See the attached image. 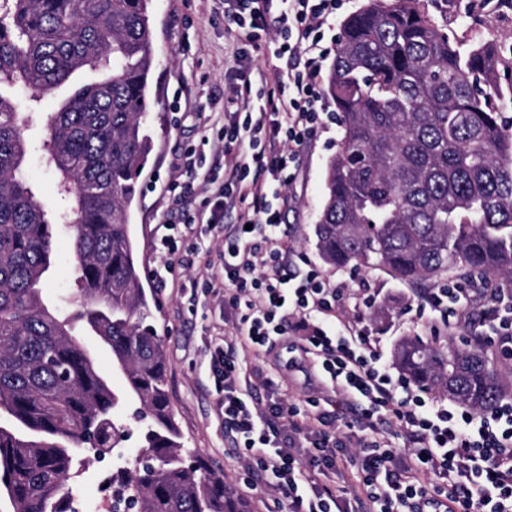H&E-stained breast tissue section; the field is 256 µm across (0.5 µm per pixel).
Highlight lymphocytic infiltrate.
Here are the masks:
<instances>
[{"label": "lymphocytic infiltrate", "mask_w": 512, "mask_h": 512, "mask_svg": "<svg viewBox=\"0 0 512 512\" xmlns=\"http://www.w3.org/2000/svg\"><path fill=\"white\" fill-rule=\"evenodd\" d=\"M341 0H224V18L240 40L257 44L271 24L283 41L285 67L275 76L234 58L229 73L235 111L224 114L223 182L208 181L207 197L187 208L193 185L171 180L169 193L184 207L178 220L162 217L153 241V276L166 282L175 268L212 269L205 238L223 237L220 254L224 332L209 345V370L220 393L224 426L254 478L270 480L276 512H420L448 500L456 512H512V395L478 412L448 404L383 360V342L365 318L377 293L330 281L317 269L291 272L284 202L303 145L321 117L319 76L332 52L324 28ZM275 82L279 97L252 107L253 87ZM237 212L236 223L224 216ZM481 302L470 343L512 353V288H480L461 280L429 289L415 310L421 332L455 330L460 306ZM298 351L299 368L314 388L303 405L287 401L262 364L246 353L275 359L282 343ZM404 440L405 454L391 446ZM356 468L353 486L327 482L337 462Z\"/></svg>", "instance_id": "obj_1"}]
</instances>
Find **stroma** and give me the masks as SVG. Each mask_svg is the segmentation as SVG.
Returning a JSON list of instances; mask_svg holds the SVG:
<instances>
[{"label":"stroma","mask_w":512,"mask_h":512,"mask_svg":"<svg viewBox=\"0 0 512 512\" xmlns=\"http://www.w3.org/2000/svg\"><path fill=\"white\" fill-rule=\"evenodd\" d=\"M430 16L445 25L462 47L493 44L502 76L512 78V7L471 11L468 0H430ZM156 65L151 76L149 126L153 151L139 183L141 197L131 222L135 228L145 291L156 305L153 323L164 343L168 363L167 385L175 420L191 460H200L223 472L224 479L249 512H265L275 492L267 483L249 490L240 459L224 434V418L217 408L218 394L209 375L207 345L224 330L221 297L205 293V275L199 270H176L166 284L150 275V242L157 212L180 210L165 192L173 177L193 184L196 198H203L202 173L180 168L187 150L206 159L204 171L224 176V143L218 130L199 128L193 114L202 110L223 122V102L230 94L225 71L239 41L234 27L224 22V0H152ZM83 77L58 89L41 103L42 113L54 111L59 99L83 84ZM41 113V115H42ZM41 115L30 116L25 128L28 145L27 174L37 196L48 209L63 207L56 176L42 148L46 130ZM341 129L331 123L305 145L295 178L285 189L288 207L285 222L296 255L317 259L314 227L324 200V180L329 159L340 149ZM56 261L42 284L45 302L62 304L75 286L74 252L70 234L59 231ZM367 285L379 289L383 307L368 319L383 338L385 354H393L399 339L416 335L417 329L403 310L416 306L430 281L401 282L380 270H360Z\"/></svg>","instance_id":"stroma-1"}]
</instances>
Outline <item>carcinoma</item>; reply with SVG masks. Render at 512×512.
I'll return each mask as SVG.
<instances>
[{
    "instance_id": "1",
    "label": "carcinoma",
    "mask_w": 512,
    "mask_h": 512,
    "mask_svg": "<svg viewBox=\"0 0 512 512\" xmlns=\"http://www.w3.org/2000/svg\"><path fill=\"white\" fill-rule=\"evenodd\" d=\"M151 0H0V494L10 512H74L73 471L122 442L131 399L147 421L139 456L112 478L140 512H245L224 474L188 465L166 389L167 363L129 222L152 151ZM93 75L45 117L44 148L65 212L52 218L26 173L13 90L35 101ZM328 89L341 147L315 226L320 258L396 280L450 269L512 279V83L495 48L463 50L427 0H369L343 23ZM71 225V313L39 288L55 258L52 221ZM112 354L115 391L77 335ZM417 383L476 411L512 392L477 346L408 337L394 355Z\"/></svg>"
}]
</instances>
